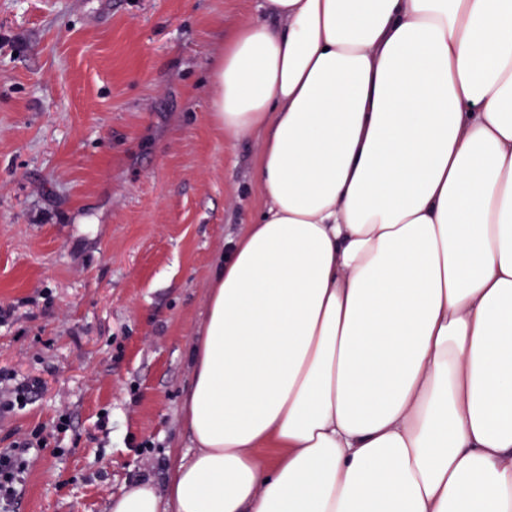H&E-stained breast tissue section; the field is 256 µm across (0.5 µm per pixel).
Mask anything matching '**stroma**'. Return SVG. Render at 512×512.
<instances>
[{
    "mask_svg": "<svg viewBox=\"0 0 512 512\" xmlns=\"http://www.w3.org/2000/svg\"><path fill=\"white\" fill-rule=\"evenodd\" d=\"M258 5L0 0V368L44 382L0 419V448L45 439L17 512H108L189 450L208 288L261 201L260 138H225L211 74Z\"/></svg>",
    "mask_w": 512,
    "mask_h": 512,
    "instance_id": "obj_1",
    "label": "stroma"
}]
</instances>
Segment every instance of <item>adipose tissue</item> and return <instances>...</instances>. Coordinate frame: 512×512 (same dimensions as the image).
Listing matches in <instances>:
<instances>
[{
  "label": "adipose tissue",
  "mask_w": 512,
  "mask_h": 512,
  "mask_svg": "<svg viewBox=\"0 0 512 512\" xmlns=\"http://www.w3.org/2000/svg\"><path fill=\"white\" fill-rule=\"evenodd\" d=\"M213 68L262 206L165 491L108 512H512V0H260Z\"/></svg>",
  "instance_id": "1"
}]
</instances>
